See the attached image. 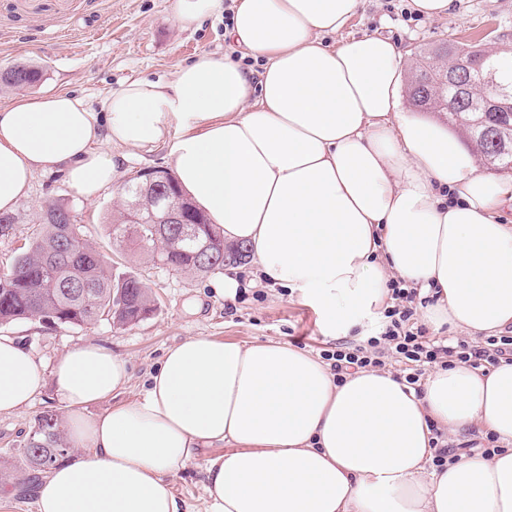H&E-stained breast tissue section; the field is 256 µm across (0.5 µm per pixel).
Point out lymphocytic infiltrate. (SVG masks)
Returning <instances> with one entry per match:
<instances>
[{"label":"lymphocytic infiltrate","instance_id":"1","mask_svg":"<svg viewBox=\"0 0 512 512\" xmlns=\"http://www.w3.org/2000/svg\"><path fill=\"white\" fill-rule=\"evenodd\" d=\"M388 287L392 304L384 312L386 324L379 334L359 344L339 342L321 350V358L330 363L337 379L360 369L383 368L394 363L400 366L403 381L417 387L429 369L445 368L454 361L475 369L502 360L512 361V336H492L481 345L465 340L445 345L430 339L418 323L416 289L402 280L389 281Z\"/></svg>","mask_w":512,"mask_h":512}]
</instances>
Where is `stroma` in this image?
Returning <instances> with one entry per match:
<instances>
[{
  "mask_svg": "<svg viewBox=\"0 0 512 512\" xmlns=\"http://www.w3.org/2000/svg\"><path fill=\"white\" fill-rule=\"evenodd\" d=\"M409 9L410 0H363L346 32L383 33L407 55L418 45L432 49L451 40L481 42L490 29L512 43V0H460L458 14L440 19L412 17ZM224 28L219 13L199 27L181 29L171 0H0V71L27 64L41 72L38 82L21 89L0 84V105L20 95L67 92L84 98L95 111H104L112 91L128 80H170L196 55L224 52ZM51 202L71 210L87 239L115 269L143 280L158 308L150 318L126 328L106 321L70 327L39 319L0 325V335L23 342L45 369H52L62 354L82 343L105 346L128 363L131 381L120 395L127 401L139 393L166 349L189 336L271 340L315 354L331 346L318 312L297 293L245 288L230 305L216 291L223 270L207 275L174 270L114 244L106 226L124 203L117 186L87 201L69 188L62 175L37 173L29 199L16 211L13 234L0 237V273L10 269L32 225ZM46 412L66 414L51 386L31 406L0 415V493L9 498L6 512H35L28 487L40 473L24 465L18 450L36 419Z\"/></svg>",
  "mask_w": 512,
  "mask_h": 512,
  "instance_id": "obj_1",
  "label": "stroma"
}]
</instances>
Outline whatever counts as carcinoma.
<instances>
[{
    "mask_svg": "<svg viewBox=\"0 0 512 512\" xmlns=\"http://www.w3.org/2000/svg\"><path fill=\"white\" fill-rule=\"evenodd\" d=\"M509 46L476 52L478 67L466 76V100L459 103L457 89L441 81V69L429 64L430 56L419 50L409 81L412 106L434 113L451 125L462 126L474 149L488 164L512 169V114L494 105L485 96L486 80L496 75L512 83V68L504 71L500 61ZM39 79V71L20 64L0 74L6 86L23 88ZM157 190L146 181L122 189L124 207L108 224L109 235L119 243L130 242L155 262L198 275L224 268V234L207 221L184 197L175 178L168 180L166 201L198 220L190 224H164L163 211L152 204ZM68 208L46 206L42 222L15 259L11 269L0 275V324L45 318L54 324L82 327L101 320L122 327L133 326L155 313L157 302L137 276L114 270L107 257L86 239L78 224H62L58 217ZM135 215L138 221L129 222ZM62 436L55 414L38 418V432L24 442L21 456L25 464L36 450L48 452Z\"/></svg>",
    "mask_w": 512,
    "mask_h": 512,
    "instance_id": "obj_1",
    "label": "carcinoma"
}]
</instances>
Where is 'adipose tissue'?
Listing matches in <instances>:
<instances>
[{"instance_id": "ef3b65f1", "label": "adipose tissue", "mask_w": 512, "mask_h": 512, "mask_svg": "<svg viewBox=\"0 0 512 512\" xmlns=\"http://www.w3.org/2000/svg\"><path fill=\"white\" fill-rule=\"evenodd\" d=\"M361 0H232L224 31L259 68L199 54L167 82L136 79L105 111L82 97L0 106V212L39 172L64 170L95 199L125 152L169 146L184 192L246 245L263 280L298 291L326 337L387 307L398 277L434 327L470 338L512 326V176L485 174L448 128L404 108V53L343 37ZM335 43H327V36ZM130 380L94 343L52 371L0 336V415L54 384L75 454L33 486L35 512H188L170 478L204 458L203 512H512V362L430 370L414 390L386 369L337 382L329 363L275 342L185 338L135 398L97 413ZM494 436L437 470L434 431Z\"/></svg>"}]
</instances>
